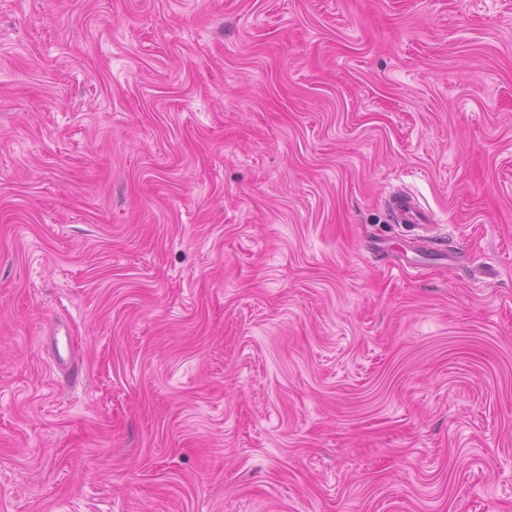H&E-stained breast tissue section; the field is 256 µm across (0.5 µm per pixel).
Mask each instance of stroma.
Listing matches in <instances>:
<instances>
[{
	"instance_id": "obj_1",
	"label": "stroma",
	"mask_w": 512,
	"mask_h": 512,
	"mask_svg": "<svg viewBox=\"0 0 512 512\" xmlns=\"http://www.w3.org/2000/svg\"><path fill=\"white\" fill-rule=\"evenodd\" d=\"M0 512H512V0H0ZM387 211L396 224H427L428 216L424 209L404 193H394L387 200Z\"/></svg>"
}]
</instances>
